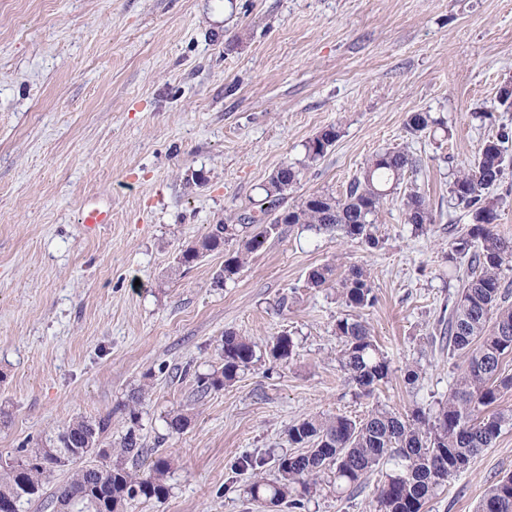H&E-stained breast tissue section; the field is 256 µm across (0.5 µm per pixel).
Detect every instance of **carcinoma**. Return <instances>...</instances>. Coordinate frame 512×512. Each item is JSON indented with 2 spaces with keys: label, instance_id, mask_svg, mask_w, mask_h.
<instances>
[{
  "label": "carcinoma",
  "instance_id": "1",
  "mask_svg": "<svg viewBox=\"0 0 512 512\" xmlns=\"http://www.w3.org/2000/svg\"><path fill=\"white\" fill-rule=\"evenodd\" d=\"M435 119L428 112H413L406 122L412 135L431 129ZM334 125L322 129L305 145V162L321 159L339 137ZM512 141V128L483 140L474 161L454 173L448 183L451 200L471 210L472 224L448 246V261L469 257V267L448 313V354L458 356L465 366L458 373L448 398L430 414L420 408L402 416L384 408L372 410L362 420L336 415L303 419L288 427V442L299 452L277 459L279 479L273 483L255 479L249 495L256 502H288L303 512L306 501L317 491L319 478L331 474L336 492H353L367 475L384 464L392 465L376 496V512H423L428 496L447 486L450 479L468 469L472 460L490 447L512 412L497 409L501 392L512 389V376H502L505 358L512 354V291L502 281L503 267L512 265V237L497 230L499 203L490 197L500 181L505 162L504 144ZM415 166L401 150H383L367 162L342 198L329 193H312L300 203L282 207L287 190L297 182L300 171L283 164L267 178L268 188L258 209L238 218L240 224H256L259 231L241 241L226 255L217 273L218 281L232 280L251 257L260 251L278 227L300 225L309 230L340 232L343 238L376 249L375 217L388 196ZM408 223L425 232L434 223L424 197L415 188L404 193ZM235 236L233 225L214 224L197 241L181 249L178 264L191 266L210 253L220 252ZM334 268L325 265L308 274L313 288L332 280ZM343 303L351 308L369 307L375 296L369 277L353 267L339 283ZM335 332L341 343L339 362L346 381L364 393L388 378L390 362L361 321L343 317ZM288 333L273 337L268 355L285 363L293 354ZM223 365L197 377L198 391H218L236 381L241 371L258 360L256 345L232 332L224 333ZM111 415L87 419L77 416L62 426L59 447L69 456L49 454L45 448H22L12 461L0 462V494L12 497L10 512H23L24 504L41 501L46 512H122L124 504L137 497L163 500L169 493L167 474L172 461L158 455L146 471L127 466L139 460L144 446L130 428L121 439L117 460L98 475L86 469V457L104 447L102 437L111 428ZM56 470L69 474L67 483L49 496L42 488ZM477 512H512V475L492 482L483 492Z\"/></svg>",
  "mask_w": 512,
  "mask_h": 512
}]
</instances>
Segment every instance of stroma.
<instances>
[{
	"mask_svg": "<svg viewBox=\"0 0 512 512\" xmlns=\"http://www.w3.org/2000/svg\"><path fill=\"white\" fill-rule=\"evenodd\" d=\"M508 81L512 0H0V454L48 447L80 415L111 414L120 444L140 391L138 467L157 452L173 466L166 499L124 512H289L247 488L277 479L290 425L437 410L458 374L441 333L459 285L448 242L472 222L448 201L449 168L512 126L497 101ZM413 112L441 124L411 136ZM331 125L339 138L303 167L306 142ZM385 149L416 159L405 181L432 211L427 233L397 192L377 215L378 249L295 226L224 283L223 253L177 266L210 225L252 209L280 165L301 169L287 203L339 198ZM89 203L112 215L92 235ZM326 264L364 267L374 305L310 287ZM343 317L390 362L371 395L340 367ZM228 332L261 348L285 332L294 352L199 396ZM177 413L191 417L179 434ZM510 473L512 422L423 512H475ZM383 480L374 471L340 497L321 488L306 512H375Z\"/></svg>",
	"mask_w": 512,
	"mask_h": 512,
	"instance_id": "stroma-1",
	"label": "stroma"
}]
</instances>
